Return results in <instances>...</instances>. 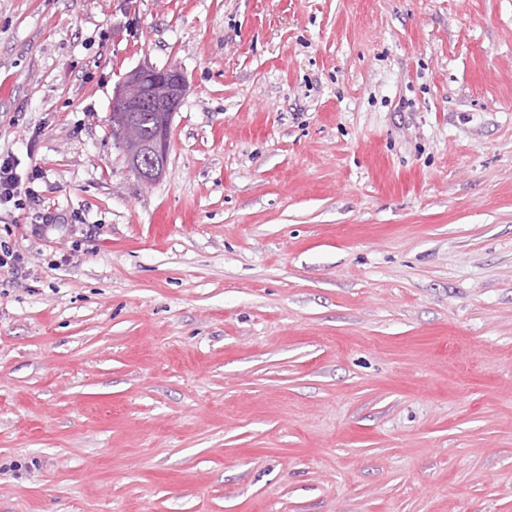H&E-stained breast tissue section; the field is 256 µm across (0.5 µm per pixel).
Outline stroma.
<instances>
[{"instance_id":"35a3bbf8","label":"stroma","mask_w":512,"mask_h":512,"mask_svg":"<svg viewBox=\"0 0 512 512\" xmlns=\"http://www.w3.org/2000/svg\"><path fill=\"white\" fill-rule=\"evenodd\" d=\"M6 155L0 512H512V0H0ZM144 82L155 85L158 96L152 94L149 85L147 93H143ZM187 83L185 77L176 67L158 69L156 67L140 68L129 73L119 85L112 98V112H137L135 125L141 138L152 140L159 133V112H166L169 120L167 131L171 127L173 116L185 96ZM147 111V112H143ZM168 132L162 131L157 141L143 144L142 152L150 162L143 173L141 181L149 184L162 175L168 156ZM18 164L9 155L0 157V205L13 203L17 209H23L27 199L34 197L31 187L24 190L25 200L21 198L22 177L17 172ZM31 189V190H30Z\"/></svg>"}]
</instances>
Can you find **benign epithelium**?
<instances>
[{
  "mask_svg": "<svg viewBox=\"0 0 512 512\" xmlns=\"http://www.w3.org/2000/svg\"><path fill=\"white\" fill-rule=\"evenodd\" d=\"M187 83L180 70L171 66L140 68L129 73L112 98L114 112H165L173 117L185 96ZM168 132L156 141L143 144L142 152L150 162L142 182L149 184L162 175L168 156Z\"/></svg>",
  "mask_w": 512,
  "mask_h": 512,
  "instance_id": "benign-epithelium-1",
  "label": "benign epithelium"
}]
</instances>
